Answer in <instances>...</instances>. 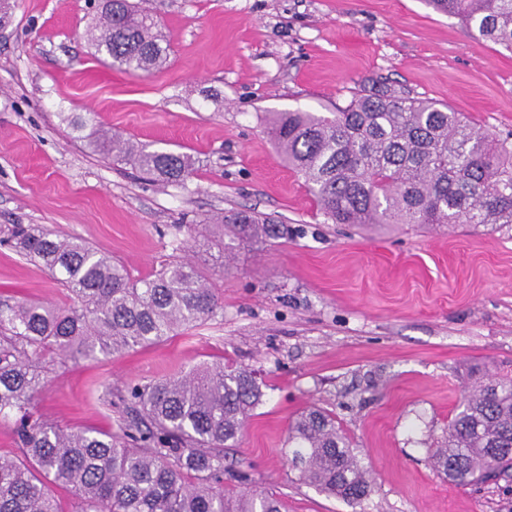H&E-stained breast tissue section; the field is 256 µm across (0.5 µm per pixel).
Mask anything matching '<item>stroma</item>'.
Instances as JSON below:
<instances>
[{"label": "stroma", "mask_w": 512, "mask_h": 512, "mask_svg": "<svg viewBox=\"0 0 512 512\" xmlns=\"http://www.w3.org/2000/svg\"><path fill=\"white\" fill-rule=\"evenodd\" d=\"M0 26V228L35 224L112 255L132 278L188 251L189 225L249 210L285 238L195 255L217 316L156 345L53 374L40 415L118 431L128 387L203 363L257 370L262 403L233 446L283 512H512V471L461 487L430 450L465 392L512 377V229L335 224L281 163L270 112H331L381 79L512 135V53L424 0H146L169 45L147 77L98 55L94 0H8ZM190 154L166 187L93 152L94 127ZM0 299L65 306L38 265L0 246ZM318 405L367 466L360 507L288 463V425Z\"/></svg>", "instance_id": "35a3bbf8"}]
</instances>
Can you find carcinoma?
I'll return each instance as SVG.
<instances>
[{"label":"carcinoma","mask_w":512,"mask_h":512,"mask_svg":"<svg viewBox=\"0 0 512 512\" xmlns=\"http://www.w3.org/2000/svg\"><path fill=\"white\" fill-rule=\"evenodd\" d=\"M426 2L512 52V0ZM88 36L97 52L128 69L149 74L167 58L157 22L130 0H107ZM266 124L278 158L304 177L336 224L512 228V142L446 105L374 83L328 115L269 112ZM87 146L161 184L182 182L195 167L186 153L152 150L103 128L88 135ZM189 230L195 244L218 248L221 269L226 253L285 233L248 211ZM0 245L39 264L68 300L63 308L0 300V422L14 424L21 452L0 455V512H60L52 484L71 490L75 512H282L270 495L224 494V446L263 397L247 368L201 364L134 386L117 433L64 430L34 410L53 371L159 344L213 319L215 289L191 261L174 259L134 280L85 240L38 225H12ZM430 454L463 486L512 468V380L471 389ZM288 462L304 483L352 507L372 491L362 458L323 408L289 423Z\"/></svg>","instance_id":"1"}]
</instances>
